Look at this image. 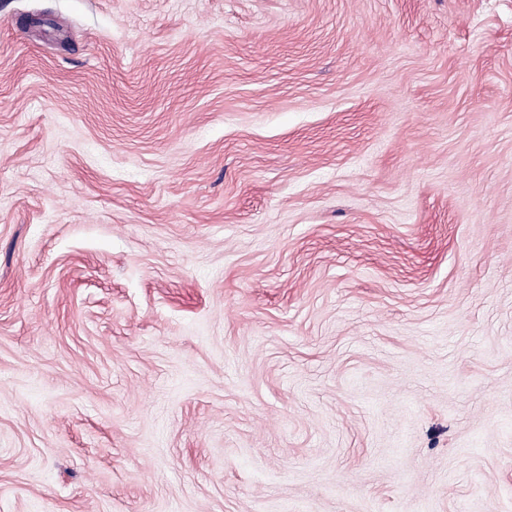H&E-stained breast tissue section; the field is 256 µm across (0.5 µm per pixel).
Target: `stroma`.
Masks as SVG:
<instances>
[{
	"mask_svg": "<svg viewBox=\"0 0 512 512\" xmlns=\"http://www.w3.org/2000/svg\"><path fill=\"white\" fill-rule=\"evenodd\" d=\"M0 512H512V0H0Z\"/></svg>",
	"mask_w": 512,
	"mask_h": 512,
	"instance_id": "35a3bbf8",
	"label": "stroma"
}]
</instances>
